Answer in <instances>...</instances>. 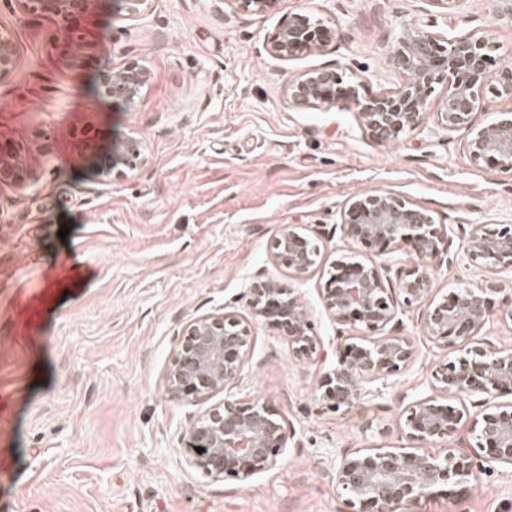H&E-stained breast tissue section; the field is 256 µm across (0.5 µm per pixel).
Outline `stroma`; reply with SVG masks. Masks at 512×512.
<instances>
[{"label":"stroma","instance_id":"obj_1","mask_svg":"<svg viewBox=\"0 0 512 512\" xmlns=\"http://www.w3.org/2000/svg\"><path fill=\"white\" fill-rule=\"evenodd\" d=\"M296 14L322 20L333 37L283 61L269 41ZM428 19L420 0H278L261 14L237 0H153L137 20L120 0H97L83 40L105 66L152 72L126 105L96 95L93 66L57 57L60 22L0 0V32L16 57L0 78V139L51 147L38 184L0 183V413L14 419L0 442V512H346L333 479L341 454L406 447L403 401L427 393L450 355L410 309L402 320L415 360L374 385L373 430L355 413L321 409L322 366L254 324L239 395L267 400L295 436L275 469L244 483L191 467L182 441L223 394L176 401L163 375L184 326L227 306L248 315L261 277L297 291L326 349L370 338L326 316L332 263L367 253L406 268L415 258L403 245L328 238L351 196L388 192L455 227L512 225V171L472 162L464 133L431 123L382 146L359 127L352 101L288 104V79L324 65L361 97L394 91L401 77L385 55L404 26ZM448 26L485 35L490 71L512 70V16L492 0H456ZM85 129L104 152L137 135L149 164L106 180L100 158L75 147ZM283 224L320 235L323 263L300 281L273 258ZM505 276L462 254L433 281L446 294ZM402 512H512V466H477L464 492Z\"/></svg>","mask_w":512,"mask_h":512}]
</instances>
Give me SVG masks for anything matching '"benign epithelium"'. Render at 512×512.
<instances>
[{"label": "benign epithelium", "mask_w": 512, "mask_h": 512, "mask_svg": "<svg viewBox=\"0 0 512 512\" xmlns=\"http://www.w3.org/2000/svg\"><path fill=\"white\" fill-rule=\"evenodd\" d=\"M27 10L51 15L63 23L64 36L56 39L57 54L81 66L95 57L93 45L76 48L70 32L79 30L94 13L96 0H18ZM131 19L145 16L152 0H121ZM329 37L319 20L296 15L279 28L269 42V52L281 60L319 50ZM489 41L475 34L437 32L428 24H409L395 39L386 56L389 69L399 73V87L386 94L359 98L355 88L340 86L336 69L323 66L288 80V105L296 110L331 106L350 98L357 106L361 129L377 143H387L402 132L413 131L433 120L446 132H464L463 148L474 161L491 160L512 170V113L501 112L494 121L477 126L475 87L497 83L499 97L512 101V73L489 70ZM15 67L11 40L0 35V78ZM151 80L149 69L138 64L98 70L96 94L115 102H135ZM445 83L446 93L431 103L435 85ZM126 170L149 162L148 148L138 136L121 143ZM126 170L118 175H126ZM41 166L33 157L20 155L11 141L0 143V181L24 190L38 182ZM342 239L385 246L403 243L417 262L402 269L370 256L339 262L323 288L326 315L338 325L358 324L380 330L363 344L336 348L331 368L323 373L316 399L324 408L354 412L372 426L369 412L377 407L371 389L377 381L399 373L414 361L412 337L402 334L404 308L418 311L421 331L442 347H456L453 360L431 371V394L403 410L401 427L411 452L381 448L375 453H345L336 464L334 480L340 498L353 512H398L404 503L419 501L450 486L468 481L480 453L491 462L512 466V403L491 400L512 391V348L487 349L474 342L483 327L496 317L512 321V281L469 283L440 297L433 286V271L457 260L452 228L438 224L424 208L389 193L349 198L341 211ZM466 253L478 265L512 272V225H469ZM273 257L295 279H303L322 261L316 237L298 224H284L275 237ZM252 320L288 338L300 359L326 364L324 344L313 333L306 310L294 289L265 278L250 288ZM253 334L251 320L237 314H207L193 318L183 329L164 374V384L174 400L224 393L194 421L182 440L193 453L191 464L216 480L247 482L252 476L278 466L287 436L279 412L261 399H241L233 394L245 378ZM475 393L486 399L466 405ZM470 426L477 451L449 448L440 456L421 451L429 443L448 442L461 425Z\"/></svg>", "instance_id": "7a95c632"}]
</instances>
